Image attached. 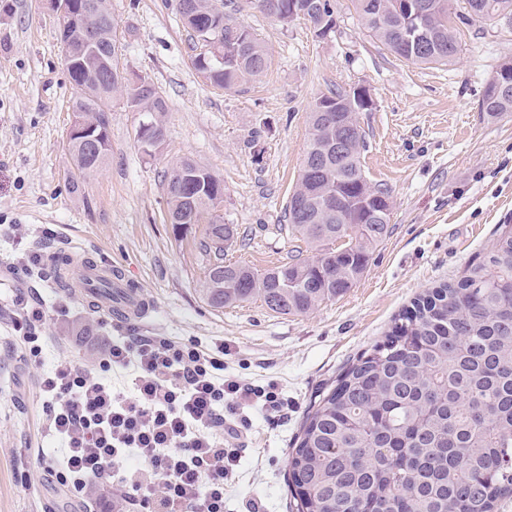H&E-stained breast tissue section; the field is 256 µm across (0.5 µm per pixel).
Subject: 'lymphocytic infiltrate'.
<instances>
[{
    "instance_id": "1",
    "label": "lymphocytic infiltrate",
    "mask_w": 512,
    "mask_h": 512,
    "mask_svg": "<svg viewBox=\"0 0 512 512\" xmlns=\"http://www.w3.org/2000/svg\"><path fill=\"white\" fill-rule=\"evenodd\" d=\"M49 310L17 297L13 330L38 358ZM126 377L115 385L113 374ZM39 396L54 442L39 454L44 470L73 493L80 512H112L107 493L124 491L127 512H224V481L241 457L235 419L248 408L283 416L288 402L274 384L224 375V350L127 326L109 337L95 369L64 359L43 374Z\"/></svg>"
}]
</instances>
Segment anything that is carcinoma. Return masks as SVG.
I'll use <instances>...</instances> for the list:
<instances>
[{
  "label": "carcinoma",
  "mask_w": 512,
  "mask_h": 512,
  "mask_svg": "<svg viewBox=\"0 0 512 512\" xmlns=\"http://www.w3.org/2000/svg\"><path fill=\"white\" fill-rule=\"evenodd\" d=\"M103 0H78L101 30L112 28ZM369 33L412 64H448L458 41L448 0H352ZM474 18L512 24V0H464ZM288 25L292 0H250ZM197 48L194 69L214 85L235 89L270 67L268 50L234 22L235 0H175ZM76 93L72 111L96 124L99 150L68 145L73 184L102 168L111 153L112 99L144 112L165 134L163 93H143L146 79L101 65L67 68ZM348 95L336 90L313 102L310 136L297 183L284 206L288 234L307 258L259 272L224 263L236 225L217 215L224 181L185 158L166 183L169 220L203 224L199 249L208 257L201 292L222 309L261 299L282 314H307L345 294L364 274L374 246L388 233L391 191L369 181L361 157L366 132L355 114L322 105ZM480 111L490 122L512 115V62L489 80ZM292 512H495L512 494V225L453 280L428 289L394 317L384 339L349 363L305 413L288 458Z\"/></svg>",
  "instance_id": "1"
}]
</instances>
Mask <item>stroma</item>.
Returning a JSON list of instances; mask_svg holds the SVG:
<instances>
[{
	"mask_svg": "<svg viewBox=\"0 0 512 512\" xmlns=\"http://www.w3.org/2000/svg\"><path fill=\"white\" fill-rule=\"evenodd\" d=\"M333 2L336 27L318 38L307 21L285 26L237 0V20L265 44L272 64L261 79L225 90L194 69L174 0H110L125 71L166 99L165 139L145 153L140 114L113 101L111 157L75 190L74 88L57 17L47 0H0V512H78L76 498L37 463L42 367L14 337L15 295L68 304L67 320L42 328L49 362L93 364L92 348L75 331L112 321L85 305L84 284L52 286L44 265L21 268V257L79 243L149 301L140 335L223 342L225 377L275 383L288 413L273 422L251 414L236 443L241 465L224 483V510L239 512L256 495L265 512H289L288 452L311 399L385 336L416 295L454 278L490 248L500 225L512 224V116L491 123L479 110L488 80L512 60V28L465 20L456 25L452 63L412 64L373 42L351 0ZM356 87L373 99L357 114L367 138L364 170L387 184L392 199L389 231L366 272L310 314L276 313L258 299L210 307L201 294L204 227L174 233L167 173L189 157L223 177L218 213L240 233L225 262L259 271L283 262L295 247L283 207L308 142L307 114L330 90Z\"/></svg>",
	"mask_w": 512,
	"mask_h": 512,
	"instance_id": "1",
	"label": "stroma"
}]
</instances>
